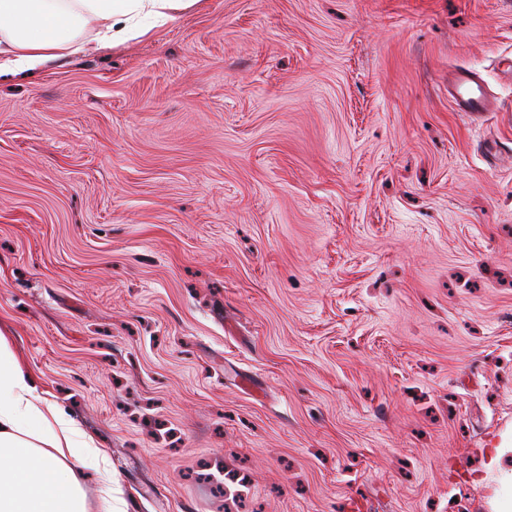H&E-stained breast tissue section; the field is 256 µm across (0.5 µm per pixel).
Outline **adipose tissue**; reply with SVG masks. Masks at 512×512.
Listing matches in <instances>:
<instances>
[{
    "instance_id": "ef3b65f1",
    "label": "adipose tissue",
    "mask_w": 512,
    "mask_h": 512,
    "mask_svg": "<svg viewBox=\"0 0 512 512\" xmlns=\"http://www.w3.org/2000/svg\"><path fill=\"white\" fill-rule=\"evenodd\" d=\"M196 0H0V74L81 52L86 25L99 40L144 36L142 18L167 22ZM100 482L89 508L81 482ZM0 512H119L105 449L45 395L40 379L0 335Z\"/></svg>"
}]
</instances>
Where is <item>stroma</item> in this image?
Returning <instances> with one entry per match:
<instances>
[{
  "instance_id": "35a3bbf8",
  "label": "stroma",
  "mask_w": 512,
  "mask_h": 512,
  "mask_svg": "<svg viewBox=\"0 0 512 512\" xmlns=\"http://www.w3.org/2000/svg\"><path fill=\"white\" fill-rule=\"evenodd\" d=\"M84 36L0 77V330L126 512H493L512 0H198ZM458 112H470L478 115L491 112L492 106L486 99L480 84L468 70L456 73L452 89L448 91Z\"/></svg>"
}]
</instances>
